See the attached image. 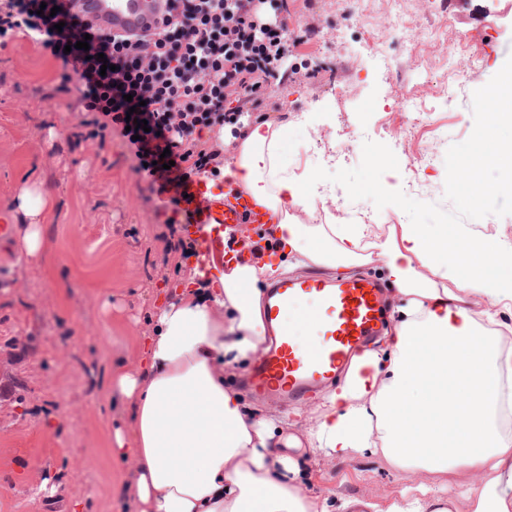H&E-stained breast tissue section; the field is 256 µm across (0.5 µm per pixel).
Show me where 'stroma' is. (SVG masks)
<instances>
[{
  "instance_id": "obj_1",
  "label": "stroma",
  "mask_w": 512,
  "mask_h": 512,
  "mask_svg": "<svg viewBox=\"0 0 512 512\" xmlns=\"http://www.w3.org/2000/svg\"><path fill=\"white\" fill-rule=\"evenodd\" d=\"M295 45L287 80L273 86L261 113L288 126L281 160L310 174L357 167L364 141L388 145L417 200L443 210L445 165L420 169L421 146L446 153L474 128L472 95L512 56V0H288ZM411 31L396 29V16ZM314 33H306V24ZM379 50H372L368 33ZM463 39L484 67L449 71L434 38ZM63 63L24 38L0 48V225L9 223L18 187L41 178L56 208L38 264L20 261L0 238V512H136L119 498L125 467L103 446L127 426V406L109 393L113 366L147 330L155 293L181 279L162 238L171 207L152 192L119 133L76 142L84 113L76 82L60 89ZM451 90L444 99L443 90ZM316 245L323 224H405L399 207L339 193L303 215ZM312 490L384 502L408 486L405 474L375 456L314 465Z\"/></svg>"
}]
</instances>
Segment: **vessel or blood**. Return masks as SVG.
Returning a JSON list of instances; mask_svg holds the SVG:
<instances>
[{"mask_svg":"<svg viewBox=\"0 0 512 512\" xmlns=\"http://www.w3.org/2000/svg\"><path fill=\"white\" fill-rule=\"evenodd\" d=\"M60 17L71 15L115 32L139 34L163 21L159 0H56ZM208 272L223 271L224 231L236 224H267L272 216L257 209L232 183L213 186L206 179L178 180L156 171ZM305 310L318 324L317 338L301 343L286 316ZM264 319L273 336L266 352L245 375L243 386L287 405L311 398L333 384L352 357L382 332L386 311L382 288L371 278L283 277L267 289Z\"/></svg>","mask_w":512,"mask_h":512,"instance_id":"vessel-or-blood-1","label":"vessel or blood"}]
</instances>
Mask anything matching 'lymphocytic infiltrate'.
Masks as SVG:
<instances>
[{"label": "lymphocytic infiltrate", "instance_id": "obj_1", "mask_svg": "<svg viewBox=\"0 0 512 512\" xmlns=\"http://www.w3.org/2000/svg\"><path fill=\"white\" fill-rule=\"evenodd\" d=\"M41 2L0 0V46L21 34L62 59L63 80L80 83L91 137L125 130L130 114L146 121L147 132L128 143L141 164L166 152L181 176H219L224 145L203 140L201 131L239 124L285 76L288 21H265L262 10L283 14L287 0H161L163 25L136 38L87 21L55 29ZM83 39L85 51L76 46Z\"/></svg>", "mask_w": 512, "mask_h": 512}]
</instances>
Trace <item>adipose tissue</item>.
Masks as SVG:
<instances>
[{
    "label": "adipose tissue",
    "mask_w": 512,
    "mask_h": 512,
    "mask_svg": "<svg viewBox=\"0 0 512 512\" xmlns=\"http://www.w3.org/2000/svg\"><path fill=\"white\" fill-rule=\"evenodd\" d=\"M286 125L245 123L222 174L276 217L261 236L241 231L253 261L213 275L193 266L183 288L154 306L134 359L109 383L131 410L109 435L126 465L121 484L138 512H332L308 492V472L288 451L325 458L380 456L419 476L372 512H512V437L497 420L512 414V347L490 335L512 308V244L459 243L428 227L325 225L311 249L301 214L316 208L297 174L280 165ZM55 198L41 181L16 195L11 244L39 260ZM380 262L399 300L391 330L355 356L323 396L303 436L288 428L303 410L269 414L224 384L225 371L263 351L264 284L295 268H353Z\"/></svg>",
    "instance_id": "ef3b65f1"
}]
</instances>
